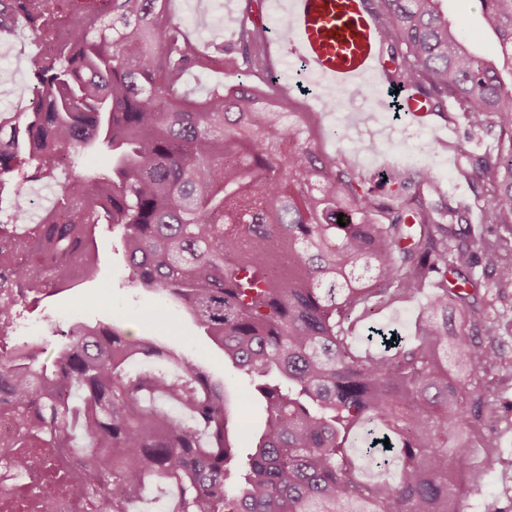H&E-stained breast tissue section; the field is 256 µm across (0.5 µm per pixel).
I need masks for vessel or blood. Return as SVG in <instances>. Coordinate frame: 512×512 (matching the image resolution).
<instances>
[{"label": "vessel or blood", "instance_id": "vessel-or-blood-1", "mask_svg": "<svg viewBox=\"0 0 512 512\" xmlns=\"http://www.w3.org/2000/svg\"><path fill=\"white\" fill-rule=\"evenodd\" d=\"M286 36L278 49L310 76L348 90L388 73L380 29L366 0H285Z\"/></svg>", "mask_w": 512, "mask_h": 512}]
</instances>
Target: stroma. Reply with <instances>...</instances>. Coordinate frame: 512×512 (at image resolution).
<instances>
[{"label": "stroma", "mask_w": 512, "mask_h": 512, "mask_svg": "<svg viewBox=\"0 0 512 512\" xmlns=\"http://www.w3.org/2000/svg\"><path fill=\"white\" fill-rule=\"evenodd\" d=\"M271 0H167L166 8L175 22L188 28L199 44H221L234 48L243 27L251 19H260L266 38L283 35L284 14L271 8ZM34 37L23 22H16L11 33H0V112H14L19 101L27 100L32 87L30 60L36 55ZM243 82L266 96L282 101L287 111L302 113L313 130V142L323 153L339 159L370 187H377L381 171L392 165L427 167L440 184V193L425 194L428 203L438 202L440 194L453 197L465 218L463 227L485 228L489 234L497 225L484 224L483 209L488 200L485 191L461 177L471 157L489 147V140H477L468 134L462 118L433 113L422 122L412 123L394 108L378 109V99L393 100L394 88L403 87L395 78L386 87L369 80L364 92L323 95L303 73L297 59H284L275 65L248 61L238 73L219 70L192 72L185 76L184 87L201 98L218 83ZM374 146L368 153L358 152L360 143ZM100 264L93 279L31 307L24 321L38 329L51 347L66 342L65 316L75 313L87 323L121 322L132 339L152 337L207 366L226 382L236 413L230 427L239 447V458L250 453L256 435L262 431L265 403L254 387L255 379L239 374L225 363L223 353L212 346L190 316L165 296L146 292L130 278L123 244L108 227H101ZM164 317H157V310ZM499 361L479 379L481 388L497 400L492 426L499 438V463L491 473L479 471L484 451L471 449L461 465L470 472L471 481L461 497L462 512H512V332L496 337Z\"/></svg>", "instance_id": "35a3bbf8"}]
</instances>
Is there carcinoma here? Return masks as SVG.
<instances>
[{"mask_svg":"<svg viewBox=\"0 0 512 512\" xmlns=\"http://www.w3.org/2000/svg\"><path fill=\"white\" fill-rule=\"evenodd\" d=\"M480 4L492 58L442 0H373V12L405 81L496 142L462 174L490 192L484 223L512 231V0ZM18 17L56 50L32 60L37 105L0 113V195L56 182L59 153L72 174L34 230L21 210L0 220V280L26 301L46 297L45 281L55 295L76 287L108 224L136 285L182 305L238 372L277 380L258 387L267 419L231 483L225 384L186 357L174 376L134 370L171 356L119 326L78 324L48 363L43 338L0 353V401L31 422L13 447L82 441L88 496L113 493L112 512L154 475L171 485L167 512H459L466 486L448 453L485 448V469L497 464L495 399L476 382L497 360L496 325L475 319L460 207L423 200L435 173L391 167L374 194L296 113L259 111L264 96L244 83L173 94L192 70L237 72L258 38L204 54L166 0H0V32ZM94 155L108 164L80 163ZM471 242L494 285L512 287V238ZM430 279L414 335L373 327L354 345V313L412 299ZM357 443L376 468L401 462L400 479L360 480ZM34 460L41 496L67 482L66 466Z\"/></svg>","mask_w":512,"mask_h":512,"instance_id":"1","label":"carcinoma"}]
</instances>
